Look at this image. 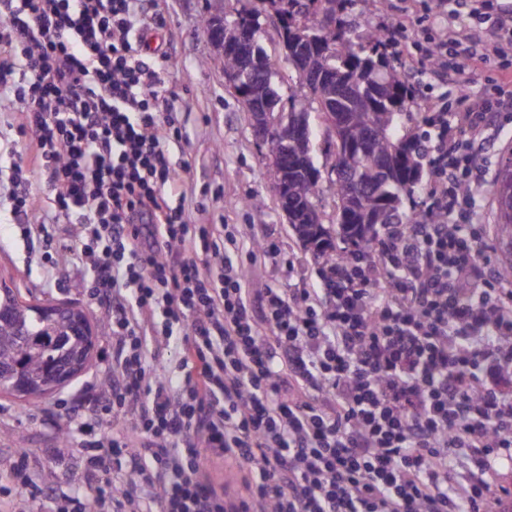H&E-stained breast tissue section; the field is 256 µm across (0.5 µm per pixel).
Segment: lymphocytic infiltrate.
Listing matches in <instances>:
<instances>
[{
  "label": "lymphocytic infiltrate",
  "mask_w": 512,
  "mask_h": 512,
  "mask_svg": "<svg viewBox=\"0 0 512 512\" xmlns=\"http://www.w3.org/2000/svg\"><path fill=\"white\" fill-rule=\"evenodd\" d=\"M142 0H0V104L23 153L0 188L24 239L41 236L40 173L110 310L112 374L87 401L128 419L88 479L125 455L78 512H495L512 465V279L494 265L475 195L490 170V103L433 106L423 220L384 226L372 254L317 288H250L234 232L185 218L169 156L185 139ZM471 24L422 30L434 69L512 51V7L461 0ZM184 333L178 370L149 341ZM229 468L240 486L209 478Z\"/></svg>",
  "instance_id": "f902f5d3"
}]
</instances>
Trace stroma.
Masks as SVG:
<instances>
[{"label":"stroma","instance_id":"1","mask_svg":"<svg viewBox=\"0 0 512 512\" xmlns=\"http://www.w3.org/2000/svg\"><path fill=\"white\" fill-rule=\"evenodd\" d=\"M143 6L145 12H161L165 20L164 28L152 32L150 41L162 44L170 58L164 78L180 97L176 117L190 134L188 143L170 149L173 162L184 166L183 177L190 186L187 216L195 224L250 225L259 237L279 246V256L248 264L250 287L290 288L302 281L317 284L318 266L310 250L296 239L276 204L267 149L256 142L241 100L225 83L222 58L214 54L199 30L204 0H144ZM350 18L364 28L400 22L412 30L420 27L422 13L416 0H353ZM260 21L261 40L278 71L277 90L281 97H288L295 73L283 59L279 20L268 2ZM396 63L417 88L407 103L416 118V133L427 130L424 118L431 101L443 100L449 111H457L454 94L425 60L422 47L398 56ZM510 72L512 55L491 68L459 71L456 82L472 96L512 102V83L505 85L500 80ZM311 128L312 154L324 173L318 208L329 225L336 218V196L327 175L326 138L319 119H312ZM255 194L264 197V206H245V199ZM44 235L46 244L30 250L16 225L0 222V273L11 274L22 289L41 299L77 303L93 324L106 322L107 308L91 294L92 272L78 258L76 226L50 224ZM111 369L112 337L101 335L89 369L38 406L0 394V512H54L57 501L88 493V485L78 478L83 459L75 443L99 439L104 428L91 410L75 416L71 408L89 385L104 380ZM20 449L28 451L31 478L47 487L46 497L33 500L17 490L13 456Z\"/></svg>","mask_w":512,"mask_h":512}]
</instances>
